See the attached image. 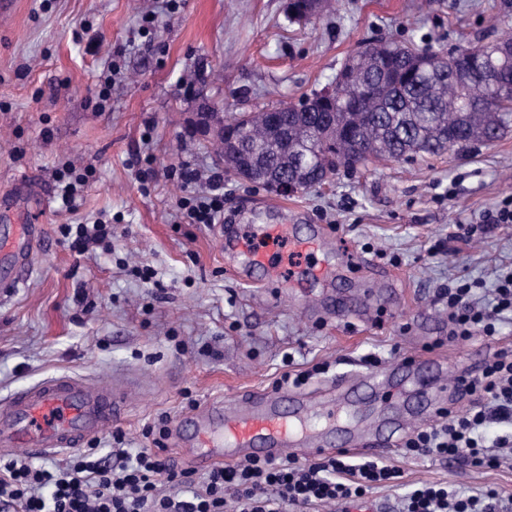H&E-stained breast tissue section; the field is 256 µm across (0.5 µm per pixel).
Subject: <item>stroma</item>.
I'll return each mask as SVG.
<instances>
[{"instance_id":"stroma-1","label":"stroma","mask_w":512,"mask_h":512,"mask_svg":"<svg viewBox=\"0 0 512 512\" xmlns=\"http://www.w3.org/2000/svg\"><path fill=\"white\" fill-rule=\"evenodd\" d=\"M501 0H332L314 23H289L285 0H0V242L18 224L42 228L31 275L0 295V399L54 374L103 383L131 377L119 426L129 447L143 429L176 421L229 395L276 390L284 373H307L300 390L318 397L337 378L410 355L444 368L453 384L501 349L512 350V318L494 338L447 342L437 303L449 278L493 284L512 269V226L453 237L512 194V131L490 145L414 160L339 170L328 182L284 194L224 178V221L188 224L178 203L193 186L168 179L183 163L223 172L216 148L195 127L202 99L225 111L296 104L322 90L360 43L413 41L443 51L512 32ZM158 15L155 48L142 43L144 9ZM121 73L104 108L92 91L111 61ZM91 169L76 210L62 207L56 173ZM111 223L91 252L73 249L63 224ZM285 224L325 238L315 261L327 283L299 295L265 272L236 275L224 253L228 228L254 235ZM156 270L157 283L137 271ZM393 403L341 414L342 438L372 442ZM382 460L403 473L375 488L359 512H393L406 489L443 483L476 495H512V467L478 470L459 460L415 459L402 448Z\"/></svg>"}]
</instances>
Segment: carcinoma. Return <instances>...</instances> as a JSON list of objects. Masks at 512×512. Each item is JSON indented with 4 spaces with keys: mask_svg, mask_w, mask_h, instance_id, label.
<instances>
[{
    "mask_svg": "<svg viewBox=\"0 0 512 512\" xmlns=\"http://www.w3.org/2000/svg\"><path fill=\"white\" fill-rule=\"evenodd\" d=\"M309 0H292L291 23H309ZM336 100L316 92L273 126L269 110L226 112L224 168H250L267 186L323 184L371 158H426L512 131V49L479 39L447 55L414 42L380 41L351 54L334 79Z\"/></svg>",
    "mask_w": 512,
    "mask_h": 512,
    "instance_id": "carcinoma-1",
    "label": "carcinoma"
}]
</instances>
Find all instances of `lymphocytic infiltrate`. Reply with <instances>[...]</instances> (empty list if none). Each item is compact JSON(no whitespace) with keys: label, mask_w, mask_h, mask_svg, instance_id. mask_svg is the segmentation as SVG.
Wrapping results in <instances>:
<instances>
[{"label":"lymphocytic infiltrate","mask_w":512,"mask_h":512,"mask_svg":"<svg viewBox=\"0 0 512 512\" xmlns=\"http://www.w3.org/2000/svg\"><path fill=\"white\" fill-rule=\"evenodd\" d=\"M185 184L204 190L182 199L180 207L194 224H215L224 217L223 179L203 176L185 164L177 170ZM473 282L454 280L439 289L448 308V337H493L502 317L512 315V272L498 278L492 301L478 306ZM468 392L482 402L464 412H448L441 423L420 430L404 443L406 453L439 460L465 459L473 467L494 469L498 451L512 447V436L487 442L492 421L512 424V354H496L472 379ZM192 470L150 448L120 450L117 455L84 448L64 466L49 470L21 458L0 464V512H287L336 502L351 503L371 489L396 486L398 468L370 458L353 464L347 454L305 463L292 458H248L209 470L193 480ZM502 495L490 488L468 495L441 484L417 487L400 501V512H496Z\"/></svg>","instance_id":"obj_1"}]
</instances>
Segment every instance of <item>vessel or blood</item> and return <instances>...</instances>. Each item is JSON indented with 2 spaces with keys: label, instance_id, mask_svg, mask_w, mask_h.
<instances>
[{
  "label": "vessel or blood",
  "instance_id": "vessel-or-blood-1",
  "mask_svg": "<svg viewBox=\"0 0 512 512\" xmlns=\"http://www.w3.org/2000/svg\"><path fill=\"white\" fill-rule=\"evenodd\" d=\"M37 233L36 225H21L12 250L16 273L0 280L1 290L15 287L17 273L27 269ZM261 238L264 245L257 248L243 235L229 234L224 251L234 258L236 268L266 270L281 276L283 285L291 288L323 276V268L316 266L307 279H299L297 267L287 266L279 251L284 244L296 254L315 251L319 234L291 237L286 225L267 224L261 229ZM384 377L381 369L357 378L341 377L333 389L344 394L359 387L373 389ZM125 391L122 385L92 384L58 375L13 393L0 403V455L21 448L44 453L81 445L123 418ZM308 413L307 403L294 392L256 394L246 400L229 396L177 420L172 434L179 445L190 447L194 466L202 468L242 454L266 458L293 450L306 457L320 456L325 449L314 442L305 424Z\"/></svg>",
  "mask_w": 512,
  "mask_h": 512
}]
</instances>
